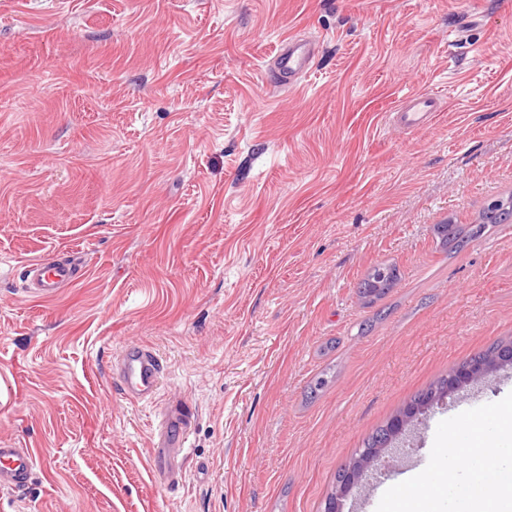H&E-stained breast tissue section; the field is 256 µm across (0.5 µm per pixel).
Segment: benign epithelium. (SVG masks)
Masks as SVG:
<instances>
[{"mask_svg": "<svg viewBox=\"0 0 512 512\" xmlns=\"http://www.w3.org/2000/svg\"><path fill=\"white\" fill-rule=\"evenodd\" d=\"M488 372L489 369L487 368L481 367L476 369L474 366L464 363L458 367V374L455 379L448 383V388L437 397L421 407L415 406L396 416L393 419L388 440L384 444L371 449L364 455V458L358 465L347 470L343 480L336 486L333 500L329 506V512H342L343 501L348 494L361 488L371 476L390 463V444L404 431L414 427L419 422L420 416L426 414L433 406L443 402L447 396L458 393L467 386L479 381Z\"/></svg>", "mask_w": 512, "mask_h": 512, "instance_id": "benign-epithelium-1", "label": "benign epithelium"}]
</instances>
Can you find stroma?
<instances>
[{
  "label": "stroma",
  "mask_w": 512,
  "mask_h": 512,
  "mask_svg": "<svg viewBox=\"0 0 512 512\" xmlns=\"http://www.w3.org/2000/svg\"><path fill=\"white\" fill-rule=\"evenodd\" d=\"M289 31L322 49L280 90ZM414 91L447 107L404 132ZM511 193L512 0H0V446L36 459L0 512H323L373 433L512 341V224L433 235ZM66 251L84 275L29 297ZM380 264L399 281L364 303ZM133 343L165 365L149 403L112 377ZM508 407L512 369L448 396L343 512H459L483 463L434 455L468 418L500 447ZM29 293L34 298L46 299L57 295L59 289L77 280L80 268L60 261L56 256H43L28 265ZM190 418L187 409L181 405L173 406L165 413L153 444L155 468L161 466L166 460L170 448H186L187 435L191 426ZM157 471L167 472L168 479L173 480L171 471L162 469V467H159Z\"/></svg>",
  "instance_id": "35a3bbf8"
}]
</instances>
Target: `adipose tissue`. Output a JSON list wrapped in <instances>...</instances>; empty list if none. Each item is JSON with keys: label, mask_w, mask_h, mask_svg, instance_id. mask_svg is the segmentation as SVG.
<instances>
[{"label": "adipose tissue", "mask_w": 512, "mask_h": 512, "mask_svg": "<svg viewBox=\"0 0 512 512\" xmlns=\"http://www.w3.org/2000/svg\"><path fill=\"white\" fill-rule=\"evenodd\" d=\"M495 454V465L474 473V499L466 512H512V446L502 445Z\"/></svg>", "instance_id": "obj_1"}]
</instances>
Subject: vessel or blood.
I'll return each mask as SVG.
<instances>
[{
  "mask_svg": "<svg viewBox=\"0 0 512 512\" xmlns=\"http://www.w3.org/2000/svg\"><path fill=\"white\" fill-rule=\"evenodd\" d=\"M319 51V40L296 35L283 39L271 63L275 85L292 88L312 70ZM442 109L441 102L433 95L413 92L396 109L395 118L402 129L414 132L433 123ZM79 276V267L56 256L37 258L28 266L29 293L40 299L54 297L61 287L71 284ZM162 374L163 365L157 353L141 345L127 346L115 368L122 393L132 401L152 399ZM190 426V414L185 407L176 405L168 409L153 444L155 465H162L170 449L185 447ZM33 466L34 457L28 449L0 447V487L25 486Z\"/></svg>",
  "mask_w": 512,
  "mask_h": 512,
  "instance_id": "vessel-or-blood-1",
  "label": "vessel or blood"
}]
</instances>
